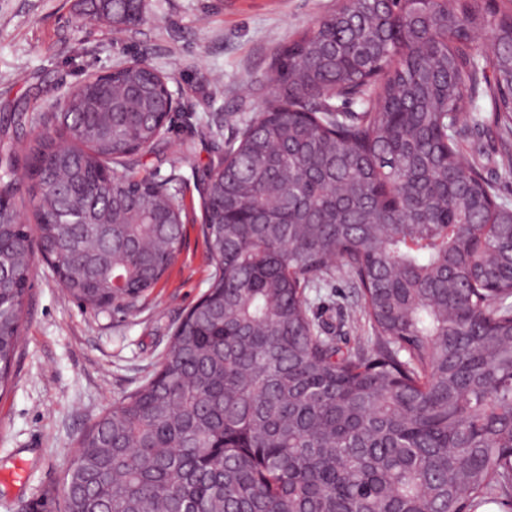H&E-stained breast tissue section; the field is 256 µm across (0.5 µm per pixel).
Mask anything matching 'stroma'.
<instances>
[{"instance_id": "obj_1", "label": "stroma", "mask_w": 512, "mask_h": 512, "mask_svg": "<svg viewBox=\"0 0 512 512\" xmlns=\"http://www.w3.org/2000/svg\"><path fill=\"white\" fill-rule=\"evenodd\" d=\"M335 5L142 0L143 22L120 29L89 19L87 0H0V143L19 146L38 133L8 115L55 110L87 76L144 57L168 75L180 110L157 153L135 158L133 169L172 179L185 213L174 265L130 309L86 310L50 267L35 263L11 381L0 395V512H31L46 490L62 489L81 434L155 373L173 329L214 273L201 223L202 173L272 93L267 74L277 49ZM459 148L466 162L479 164L499 201L512 205V170L499 163L488 100H476L464 115ZM308 297L315 315L347 313L350 340L370 335L367 322L348 314L356 290L345 272Z\"/></svg>"}]
</instances>
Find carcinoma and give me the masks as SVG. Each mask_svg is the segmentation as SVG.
I'll list each match as a JSON object with an SVG mask.
<instances>
[{"label":"carcinoma","instance_id":"cac0c4a2","mask_svg":"<svg viewBox=\"0 0 512 512\" xmlns=\"http://www.w3.org/2000/svg\"><path fill=\"white\" fill-rule=\"evenodd\" d=\"M487 29L490 53L463 46ZM489 65L492 76L483 73ZM276 92L208 171L215 273L155 374L85 432L63 512H512V224L460 160L465 96L512 136V14L479 0H338L278 52ZM152 71L89 76L0 159V388L35 255L82 305L132 304L182 243ZM351 97L360 112L332 100ZM372 335L310 315L335 269Z\"/></svg>","mask_w":512,"mask_h":512}]
</instances>
